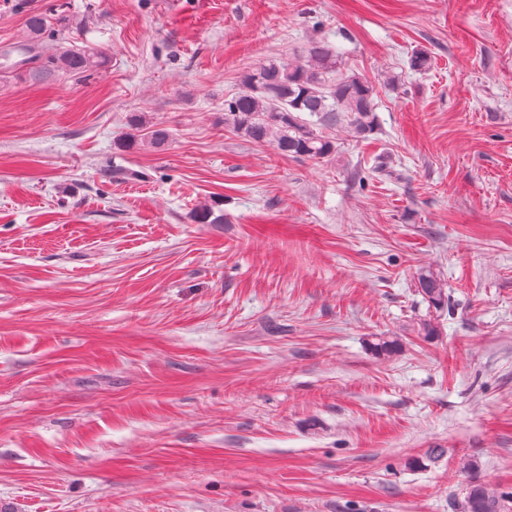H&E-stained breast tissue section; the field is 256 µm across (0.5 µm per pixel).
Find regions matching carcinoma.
<instances>
[{"label": "carcinoma", "mask_w": 512, "mask_h": 512, "mask_svg": "<svg viewBox=\"0 0 512 512\" xmlns=\"http://www.w3.org/2000/svg\"><path fill=\"white\" fill-rule=\"evenodd\" d=\"M24 27L25 40L1 51L0 57L14 50L24 55L28 78L35 83L59 76L83 77L106 63L102 51L63 41L43 60L33 51L48 32L47 16L31 13ZM374 95L369 81L338 66V56L329 45L313 41L300 62H268L247 71L239 91L224 99V127L253 143H269L284 156L330 160L336 155V141L325 130L341 127L360 139L374 133ZM168 138L166 130L147 131L136 121L120 147L132 150L145 143L160 147ZM417 280L419 293L431 306L441 309L448 305V291L435 272L422 270ZM372 349L391 356L400 352L401 344L395 338L379 337ZM464 468L470 472V482L462 512H512L503 496L481 480L473 463H465Z\"/></svg>", "instance_id": "obj_1"}]
</instances>
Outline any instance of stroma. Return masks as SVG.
Listing matches in <instances>:
<instances>
[{"label":"stroma","instance_id":"obj_1","mask_svg":"<svg viewBox=\"0 0 512 512\" xmlns=\"http://www.w3.org/2000/svg\"><path fill=\"white\" fill-rule=\"evenodd\" d=\"M32 12L108 62L0 85V507L460 512L470 459L511 497L512 0H0L12 61ZM314 39L369 139L225 130ZM131 129L133 132L128 133L122 142L120 143V147L125 150H132L137 148L138 146L144 145L145 143H149L154 147H160L165 144V142L169 138V134L165 129L156 128L149 130L145 133L139 134L145 130L140 121H135L132 125ZM419 293L435 309L448 305V291L441 278L432 270H421L417 277Z\"/></svg>","mask_w":512,"mask_h":512}]
</instances>
